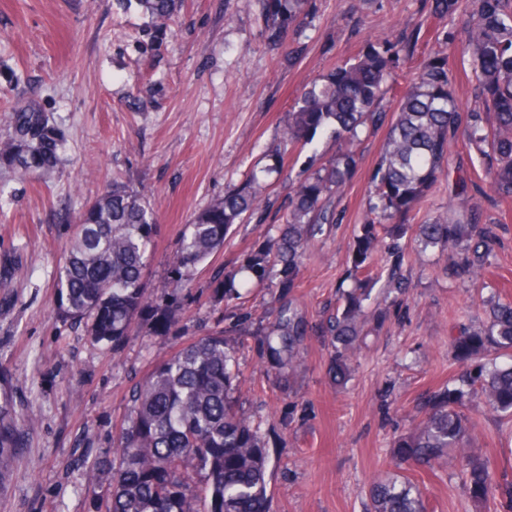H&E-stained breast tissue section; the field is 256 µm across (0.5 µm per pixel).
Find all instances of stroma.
I'll return each mask as SVG.
<instances>
[{"label": "stroma", "mask_w": 512, "mask_h": 512, "mask_svg": "<svg viewBox=\"0 0 512 512\" xmlns=\"http://www.w3.org/2000/svg\"><path fill=\"white\" fill-rule=\"evenodd\" d=\"M430 0H307L304 24L282 46L267 45L260 0H185L175 22L153 32L126 0H0V110L29 99L51 112L64 133L49 181L0 174V394L17 414L38 417L18 450L0 512H96L87 470L112 451L132 392L154 363L183 344L228 327L217 277L238 266L267 225H235L181 294L183 311L168 332H134L119 350L91 342L55 314V278L78 213L111 183L134 190L157 213L158 234L146 288L168 292L169 263L187 224L251 169L268 165L294 100L336 62L401 28L418 36L414 62L429 50L453 54L447 20ZM385 129L359 146L362 161L334 220L317 236L295 295L309 316L335 302L346 244L361 220L366 187ZM332 142L291 153L272 174L271 210H284L311 155ZM495 221L489 287L512 293V201L489 187L470 193ZM438 250L406 244L405 296L388 306L384 327L367 336L346 387L327 373L322 337L306 340L304 366L282 390L257 337L241 336L236 356L243 410L269 447L272 512H364L371 482L390 471V441L406 430L428 392L461 372L448 337L471 288L448 280ZM468 438L497 469L512 474V439L496 419L476 414ZM416 477L429 512H483L452 470Z\"/></svg>", "instance_id": "35a3bbf8"}]
</instances>
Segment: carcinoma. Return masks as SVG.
Instances as JSON below:
<instances>
[{
    "label": "carcinoma",
    "mask_w": 512,
    "mask_h": 512,
    "mask_svg": "<svg viewBox=\"0 0 512 512\" xmlns=\"http://www.w3.org/2000/svg\"><path fill=\"white\" fill-rule=\"evenodd\" d=\"M179 0H136L158 29L172 21ZM267 40L282 44L303 24L305 0H262ZM459 0H432V14L455 23ZM459 57L471 66L474 106L463 109L453 87L448 57L431 51L416 67L404 35L366 45L315 80L295 101L279 143L305 148L316 134L338 150L311 167L288 195L284 215L270 216L273 166L248 172L224 197L189 225L169 265L171 293L155 301L145 288V271L157 233L155 212L124 186L103 191L76 217L70 245L57 273L56 310L65 321L84 324L96 344L122 345L140 326L171 329L182 314L181 291L191 276L223 247L231 227L248 219L275 220L266 238L224 276L220 297L231 303L250 285L278 281L293 290L306 252L322 225L333 222L334 199L358 166L357 148L374 128L389 126L374 170L361 224L347 246V288L336 309L312 323L293 298L256 335L280 376L304 362V337L313 333L330 348L329 373L338 386L353 371L367 327L382 326L388 310L369 308L380 280L378 253L391 261L386 288L406 294L400 273L407 233L420 247L452 252L448 278L481 282L496 244L492 218L473 204L462 218L439 214L413 220L443 176L453 140L477 154L484 180L500 200L512 201V0H470L463 25L449 32ZM392 96L393 111L383 110ZM63 135L54 117L31 101L9 108L0 134V170L46 178L59 163ZM477 308L484 320L451 339L466 370L431 393L427 411L396 436L390 460L396 473L372 483L368 512H427L408 467H454L476 501H499L512 512V480L489 460L464 448L472 424L468 403L478 399L512 421V298L491 297ZM229 331L198 338L159 360L135 388L131 415L115 439L112 456L87 474V489L102 499L103 512H270L269 456L260 428L240 410V372ZM34 415L19 416L0 397V490L10 481L20 436L38 426Z\"/></svg>",
    "instance_id": "1"
}]
</instances>
